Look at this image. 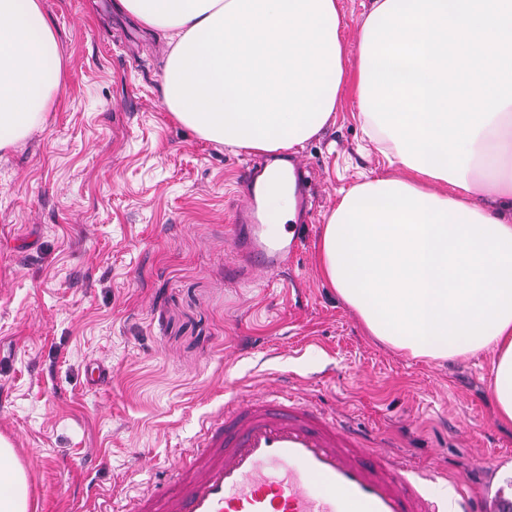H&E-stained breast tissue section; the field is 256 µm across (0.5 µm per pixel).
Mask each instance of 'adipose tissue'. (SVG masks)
I'll return each instance as SVG.
<instances>
[{
    "label": "adipose tissue",
    "mask_w": 512,
    "mask_h": 512,
    "mask_svg": "<svg viewBox=\"0 0 512 512\" xmlns=\"http://www.w3.org/2000/svg\"><path fill=\"white\" fill-rule=\"evenodd\" d=\"M169 37L162 102L205 140L276 153L330 122L348 91L338 0H120ZM66 77L42 0H0V151L43 125ZM465 186L417 170L360 183L329 214L323 280L366 332L415 357L490 353L492 398L512 423V104L472 145ZM280 236L293 191L279 168L264 185ZM25 473L0 439V512H28Z\"/></svg>",
    "instance_id": "adipose-tissue-1"
}]
</instances>
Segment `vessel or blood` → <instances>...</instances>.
Instances as JSON below:
<instances>
[{
  "instance_id": "vessel-or-blood-1",
  "label": "vessel or blood",
  "mask_w": 512,
  "mask_h": 512,
  "mask_svg": "<svg viewBox=\"0 0 512 512\" xmlns=\"http://www.w3.org/2000/svg\"><path fill=\"white\" fill-rule=\"evenodd\" d=\"M259 172L245 170L247 208L234 248L250 267L270 273L295 253L294 240H273L261 223ZM481 512H512L501 487ZM125 512H465L429 479L413 476L366 436L335 416L280 391L234 396L212 415L198 451Z\"/></svg>"
}]
</instances>
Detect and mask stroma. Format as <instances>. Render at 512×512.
Segmentation results:
<instances>
[{"label":"stroma","instance_id":"35a3bbf8","mask_svg":"<svg viewBox=\"0 0 512 512\" xmlns=\"http://www.w3.org/2000/svg\"><path fill=\"white\" fill-rule=\"evenodd\" d=\"M117 4L43 0L67 80L46 123L0 152V435L30 512L134 500L186 460L214 410L280 379L415 473L474 498L512 484L490 353L440 361L385 345L320 277L322 226L343 192L402 174L367 147L356 101L287 153L310 176L290 267L243 272L240 175L273 157L173 120L168 40ZM93 363L107 371L94 386Z\"/></svg>","mask_w":512,"mask_h":512}]
</instances>
